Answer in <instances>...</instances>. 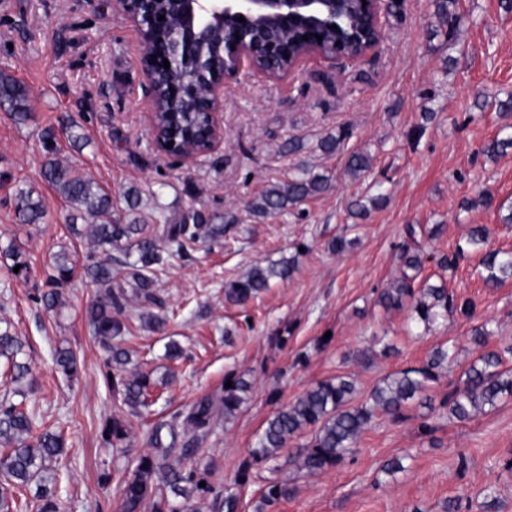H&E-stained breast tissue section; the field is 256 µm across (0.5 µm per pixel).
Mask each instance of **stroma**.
Wrapping results in <instances>:
<instances>
[{
  "instance_id": "1",
  "label": "stroma",
  "mask_w": 512,
  "mask_h": 512,
  "mask_svg": "<svg viewBox=\"0 0 512 512\" xmlns=\"http://www.w3.org/2000/svg\"><path fill=\"white\" fill-rule=\"evenodd\" d=\"M438 2L395 0L382 8L383 37L360 57L310 54L277 79L243 67L224 87L223 145L179 165L150 144L139 34L114 0H0V72L26 87L31 104L23 121L0 110V327L24 341L32 378L18 396L9 375L0 376V397L25 402L62 431L67 448L51 464L59 512H120L121 497L100 485L101 472L126 471L147 451L148 428L232 374L250 383L247 399L190 464L210 467L211 481L236 489L238 512H256L273 476L292 494L269 512H443L453 498L462 512H512V400L466 421L443 405L477 355L474 328L490 331L491 347L512 345V282L486 287L477 251L452 268L439 265L477 224L488 228L490 247L512 251V224L503 221L512 212V150L482 152L487 141L512 135V117L500 108L512 97V12L501 0H456L448 24ZM46 131L61 159L111 195L121 223L159 208L170 218L188 210L235 217L223 239L197 244L189 258L158 272L163 331L145 326L140 310L124 315L131 362L156 382L150 412L130 420L126 448L101 436L113 402L102 374L106 353L87 316L98 286L77 273L61 288L57 309L35 301L57 254L80 260L90 248L87 236L72 235L67 203L41 176ZM338 134L336 151L324 152L322 141ZM291 137L302 150L282 153ZM354 152L369 156L367 171L349 172ZM305 172L327 177L329 189L281 214L249 210L266 189ZM20 188L47 202L42 223L18 222ZM131 191L139 196L133 211ZM485 193L490 203H482ZM356 200L366 204L365 217L349 215ZM407 224L422 229L419 281L472 299L471 318L454 316L420 335L408 327L410 307L378 305V291L401 274ZM339 237L348 245L336 252ZM11 246L28 262L18 276L6 270ZM289 259L295 266L287 280H272L245 304L225 300L226 283ZM446 342L455 344L458 362L428 388L430 405L410 402L399 422L376 417L336 468L311 476L283 456L277 472L253 469L250 482L235 487L239 464L281 406L336 375L354 378L355 397L363 399ZM171 343L182 358H167ZM60 347L79 357L76 380L53 364ZM395 459L402 471L385 472Z\"/></svg>"
}]
</instances>
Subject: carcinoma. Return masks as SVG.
<instances>
[{"mask_svg": "<svg viewBox=\"0 0 512 512\" xmlns=\"http://www.w3.org/2000/svg\"><path fill=\"white\" fill-rule=\"evenodd\" d=\"M346 7L336 14V28L326 29V42L332 44L336 33L355 28L359 0H345ZM0 107L27 117L26 89L4 73H0ZM161 111L172 112L185 127H197L201 115L182 101L162 99ZM45 161L41 168L44 180L70 206L69 221L91 218L89 235L94 249L102 257L90 254L82 264L84 275L103 288L101 295L89 306V324L107 353L104 378L112 388L116 414L102 429L105 442L114 448L129 445L130 431L123 414L140 416L151 406L154 384L150 373L127 368L128 353L123 347L126 327L114 317L124 305L134 301L147 308L161 305L154 291L153 275L176 259L190 255L200 243L224 236V225L214 224L199 211H187L175 219L164 215L155 219V232L145 224H114L112 198L91 177L82 174L68 162L56 158V148L50 136L42 137ZM512 148V137H496L483 149L486 155H497ZM327 187L321 176L294 178L267 189L251 203L253 212L266 215L283 212L308 196ZM47 211L46 203L33 198L32 193L20 189L15 195V212L24 224H38ZM406 239L400 256L402 274L378 295V302L387 309H398L411 302V319L418 326L430 329L439 318L459 315L469 318L474 303L460 302L448 290L435 285L414 290L416 273L423 259L417 228L404 227ZM482 251L481 265L486 270L484 283L497 287L512 280V253L488 247V232L481 225L471 227L464 244L457 247L455 257L465 251ZM137 258L130 260V254ZM77 263L63 252L57 256L54 273L50 275L51 289L35 296V300L52 311L60 301L59 288L73 277ZM293 270L290 262L275 267L252 268L246 276L226 286L225 298L243 304L270 287V280L288 278ZM487 332L478 329L473 341L478 355L464 371V387L448 394L449 413L460 421L471 418L487 408L512 399V368L503 365V357L496 350L486 348ZM24 343L10 328L0 329V358L7 360L11 381L23 382L30 375L28 364L19 359ZM453 361L451 348L440 346L418 367L408 368L382 380L361 402L354 403L355 383L345 375H336L316 382L295 401L282 406L266 420L249 457L238 466L234 482L242 487L250 481L252 469L276 460L288 443L306 433L310 441L293 458V463L309 475L341 465L360 435L379 414L398 421L402 409L415 399H424L429 384L439 380L442 370ZM55 365L72 378L78 373L79 360L68 348L54 352ZM232 386L221 387L214 393L197 399L186 411L177 413L173 420L153 425L148 431L151 451L140 455L117 487L122 500V512H141L151 503L152 512H193L194 499H211V512H238L239 498L207 481V472L187 468L184 458H192L202 441L215 430L217 419H230L245 401L250 384L241 377H229ZM65 440L61 433L43 427L35 412L24 410L11 402H0V512H15V492L28 490L38 502V512H58L53 477L47 475L46 462L64 453ZM206 486H200L201 482ZM288 484L277 479L268 481L260 497L257 512L288 497ZM184 500V507L173 503Z\"/></svg>", "mask_w": 512, "mask_h": 512, "instance_id": "carcinoma-1", "label": "carcinoma"}]
</instances>
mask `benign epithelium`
Returning <instances> with one entry per match:
<instances>
[{
  "mask_svg": "<svg viewBox=\"0 0 512 512\" xmlns=\"http://www.w3.org/2000/svg\"><path fill=\"white\" fill-rule=\"evenodd\" d=\"M382 2L366 0V5L362 6L365 25L360 35L339 38L328 47L318 41L316 35L335 18L336 0H115L118 10L140 35L139 61L150 112L153 148L161 155L186 163L210 154L224 142V84L238 76L243 63H249L270 78H279L309 54H320L331 60L362 56L382 38ZM161 15L164 16L162 21L158 20ZM172 16L179 18L180 26L169 32L167 39L157 42L152 52H145L146 40L166 28ZM241 16L244 17L242 22L238 21ZM259 19L273 20L284 28H302L307 39L301 41L300 53L289 57L288 46L255 30ZM217 30L224 33V42L205 51L207 41ZM247 30L254 32L255 38L250 41L236 38ZM260 55L271 61L286 57L288 67L268 71L259 65ZM166 60L170 67H178L183 72L181 82L169 84V98L186 100L196 110L207 114V126L197 137L203 144L200 151L180 149V138L190 137L192 130L173 124L162 136L157 129L158 85L160 78L167 74ZM199 76L209 85V95L203 100L195 95Z\"/></svg>",
  "mask_w": 512,
  "mask_h": 512,
  "instance_id": "1",
  "label": "benign epithelium"
}]
</instances>
